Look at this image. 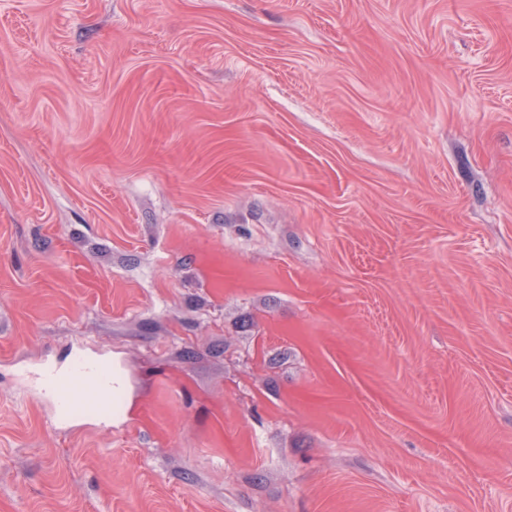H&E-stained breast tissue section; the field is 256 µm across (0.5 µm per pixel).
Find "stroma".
Instances as JSON below:
<instances>
[{"instance_id": "obj_1", "label": "stroma", "mask_w": 512, "mask_h": 512, "mask_svg": "<svg viewBox=\"0 0 512 512\" xmlns=\"http://www.w3.org/2000/svg\"><path fill=\"white\" fill-rule=\"evenodd\" d=\"M0 512H512V0H0ZM52 401L55 416L69 419L80 412L112 414L119 384L115 368L100 360H80L59 373L44 364L34 371Z\"/></svg>"}]
</instances>
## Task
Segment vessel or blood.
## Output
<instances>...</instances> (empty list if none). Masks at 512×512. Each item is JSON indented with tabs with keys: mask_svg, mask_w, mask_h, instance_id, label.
I'll list each match as a JSON object with an SVG mask.
<instances>
[{
	"mask_svg": "<svg viewBox=\"0 0 512 512\" xmlns=\"http://www.w3.org/2000/svg\"><path fill=\"white\" fill-rule=\"evenodd\" d=\"M34 377L52 401L58 419H68L80 412L111 414L119 385L111 365L100 360L78 361L63 372L38 366Z\"/></svg>",
	"mask_w": 512,
	"mask_h": 512,
	"instance_id": "b4317fda",
	"label": "vessel or blood"
}]
</instances>
